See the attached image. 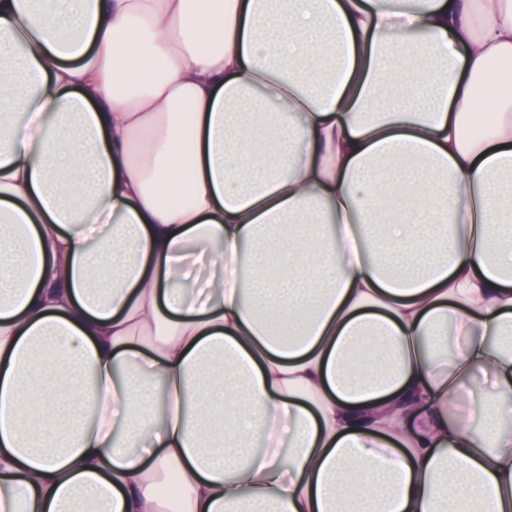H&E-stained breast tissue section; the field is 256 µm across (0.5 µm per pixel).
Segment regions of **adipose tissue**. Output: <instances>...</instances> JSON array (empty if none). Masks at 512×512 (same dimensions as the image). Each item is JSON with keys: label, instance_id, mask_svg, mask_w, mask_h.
<instances>
[{"label": "adipose tissue", "instance_id": "adipose-tissue-1", "mask_svg": "<svg viewBox=\"0 0 512 512\" xmlns=\"http://www.w3.org/2000/svg\"><path fill=\"white\" fill-rule=\"evenodd\" d=\"M506 63L512 0H0V512H512Z\"/></svg>", "mask_w": 512, "mask_h": 512}]
</instances>
